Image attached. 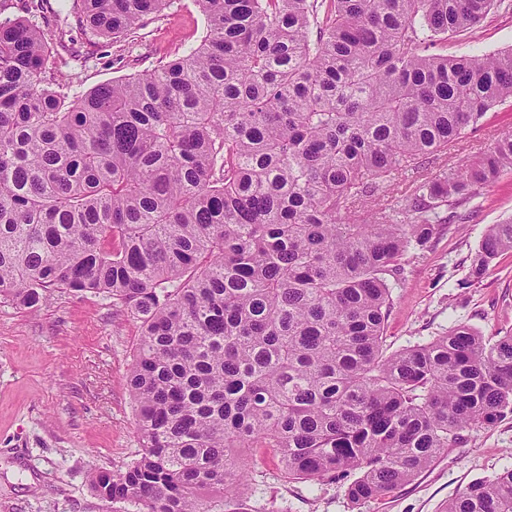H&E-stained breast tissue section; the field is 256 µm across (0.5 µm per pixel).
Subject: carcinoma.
<instances>
[{
    "label": "carcinoma",
    "mask_w": 512,
    "mask_h": 512,
    "mask_svg": "<svg viewBox=\"0 0 512 512\" xmlns=\"http://www.w3.org/2000/svg\"><path fill=\"white\" fill-rule=\"evenodd\" d=\"M198 2L197 46L82 94L47 82L65 60L41 26L0 22V299L98 294L139 322V457L90 476L102 500L224 512L252 448L290 481L353 477L355 503L388 494L512 416L511 333L383 341L389 277L441 208L512 170V133L397 206L357 209L512 102L511 49L429 52L512 0ZM82 3L106 39L170 6ZM505 250L512 220L489 227L471 280ZM447 512H512V468Z\"/></svg>",
    "instance_id": "1"
}]
</instances>
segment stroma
<instances>
[{"label": "stroma", "mask_w": 512, "mask_h": 512, "mask_svg": "<svg viewBox=\"0 0 512 512\" xmlns=\"http://www.w3.org/2000/svg\"><path fill=\"white\" fill-rule=\"evenodd\" d=\"M41 25L52 55L67 59L65 77L81 90L141 74L197 45L204 17L196 0H174L131 38L106 40L79 23V0H48ZM512 48V11L488 14L477 26L437 43L448 55ZM512 130V103L488 113L447 153L400 183L464 167ZM512 217V172L502 173L437 225L422 250L408 252L390 279L385 347L429 341L457 325L487 337L512 332V252L469 282L471 260L489 225ZM138 324L110 298L53 292L36 309L0 299V512H112L90 489L95 471L124 469L139 450L136 412L126 377ZM241 488L242 512H445L472 481L512 466V417L467 429L413 480L390 494L353 504L342 480L291 482L277 456L257 450Z\"/></svg>", "instance_id": "1"}]
</instances>
